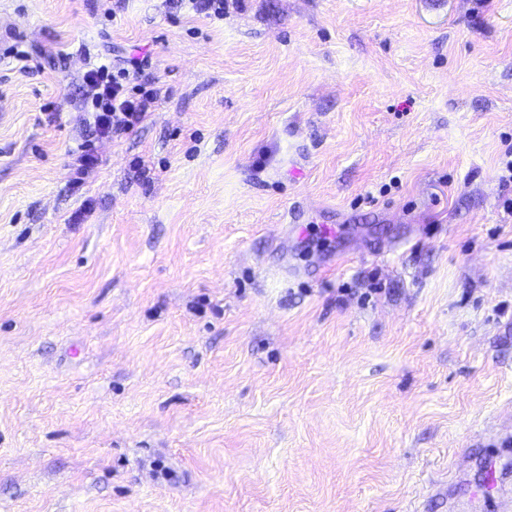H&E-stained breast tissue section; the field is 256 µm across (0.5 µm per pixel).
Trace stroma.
Here are the masks:
<instances>
[{
  "label": "stroma",
  "instance_id": "stroma-1",
  "mask_svg": "<svg viewBox=\"0 0 512 512\" xmlns=\"http://www.w3.org/2000/svg\"><path fill=\"white\" fill-rule=\"evenodd\" d=\"M511 153L512 0H0V512H495ZM147 66L144 56L141 60H119L112 66L101 64L84 74V100L93 107L90 114L96 137L119 136L148 118L155 102L154 92L142 91L141 85L130 87Z\"/></svg>",
  "mask_w": 512,
  "mask_h": 512
}]
</instances>
